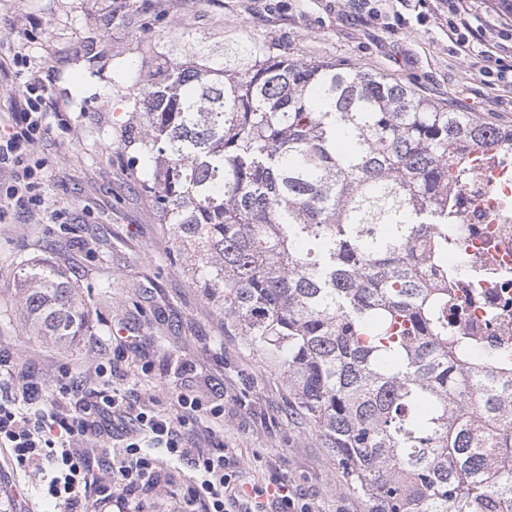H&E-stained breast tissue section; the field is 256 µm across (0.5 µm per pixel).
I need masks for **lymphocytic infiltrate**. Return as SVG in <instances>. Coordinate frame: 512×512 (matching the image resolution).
<instances>
[{
    "mask_svg": "<svg viewBox=\"0 0 512 512\" xmlns=\"http://www.w3.org/2000/svg\"><path fill=\"white\" fill-rule=\"evenodd\" d=\"M448 12V36L451 42L482 61H496L497 82L512 86V63L495 60L491 49L474 50L471 41L479 33L472 25L471 9L466 0H445ZM37 72H30L23 88L24 107L16 116V129L8 138L0 140V168L11 171L12 183L6 196L18 201L35 202L38 166L26 164L28 151L43 137L46 101ZM8 382L17 389L9 401H0V447L8 449L9 461L18 470L50 469L53 476L48 485L49 494L58 499L66 512H78L83 501L96 483V472L104 462L92 451L83 448L82 442L90 436L102 435L104 428L99 419L89 415H71L56 412L46 417L30 412V405L42 400L44 389L27 371L9 373ZM179 412L173 416L159 415L146 410H136L118 393L99 391L94 408L102 415H112L133 422L119 451L115 468L123 486H133L152 479L156 463L148 454L149 449L163 448L174 458H190L201 479L191 491L190 506L200 507L201 512H225L226 501L246 502L245 512H266L261 501L262 490L245 489L244 485H230L225 472L229 465L224 455L195 450L186 442L183 428L189 419L208 412L219 418V407L204 408L198 395L187 391L177 397Z\"/></svg>",
    "mask_w": 512,
    "mask_h": 512,
    "instance_id": "lymphocytic-infiltrate-1",
    "label": "lymphocytic infiltrate"
}]
</instances>
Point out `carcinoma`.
Segmentation results:
<instances>
[{"label": "carcinoma", "mask_w": 512, "mask_h": 512, "mask_svg": "<svg viewBox=\"0 0 512 512\" xmlns=\"http://www.w3.org/2000/svg\"><path fill=\"white\" fill-rule=\"evenodd\" d=\"M143 9L118 0L107 21ZM112 63L115 132L191 283L287 389L369 512H512V360L448 321L459 188L512 129L251 37ZM28 329L67 345V275L23 265Z\"/></svg>", "instance_id": "carcinoma-1"}]
</instances>
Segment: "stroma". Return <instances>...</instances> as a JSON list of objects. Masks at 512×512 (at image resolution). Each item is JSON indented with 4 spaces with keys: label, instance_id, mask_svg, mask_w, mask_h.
I'll list each match as a JSON object with an SVG mask.
<instances>
[{
    "label": "stroma",
    "instance_id": "obj_1",
    "mask_svg": "<svg viewBox=\"0 0 512 512\" xmlns=\"http://www.w3.org/2000/svg\"><path fill=\"white\" fill-rule=\"evenodd\" d=\"M112 0H0V135L12 130L29 60L46 88L47 131L31 153L43 169L39 201H0V359L26 367L45 389L40 407L59 397L63 372L76 378L71 412L113 389L134 405L174 414L190 388L224 414L213 433L187 427L190 442L234 461L237 483L288 482L310 512H368L328 449L302 418L289 414L282 377L224 333V315L183 271L166 225L142 193L109 135L128 115L120 93L96 74L112 58H134L144 42L185 56L181 37L215 50L240 36L271 41L297 58L355 64L407 85L453 109L512 125V87L489 84L478 67L453 53L437 10L398 34L355 13L349 0H149L138 24L109 25ZM170 25L161 34L155 17ZM46 261L77 285L89 331L60 346L31 334L15 293L19 268ZM112 367L99 376L98 365ZM152 483L127 490L141 512H183L195 472L166 460ZM0 450V512H64L47 494L49 475L13 471Z\"/></svg>",
    "mask_w": 512,
    "mask_h": 512
}]
</instances>
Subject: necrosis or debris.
Returning a JSON list of instances; mask_svg holds the SVG:
<instances>
[{"label": "necrosis or debris", "mask_w": 512, "mask_h": 512, "mask_svg": "<svg viewBox=\"0 0 512 512\" xmlns=\"http://www.w3.org/2000/svg\"><path fill=\"white\" fill-rule=\"evenodd\" d=\"M460 194L464 219L448 262L466 271L461 332L512 352V151L477 169Z\"/></svg>", "instance_id": "4bbe7bcc"}]
</instances>
